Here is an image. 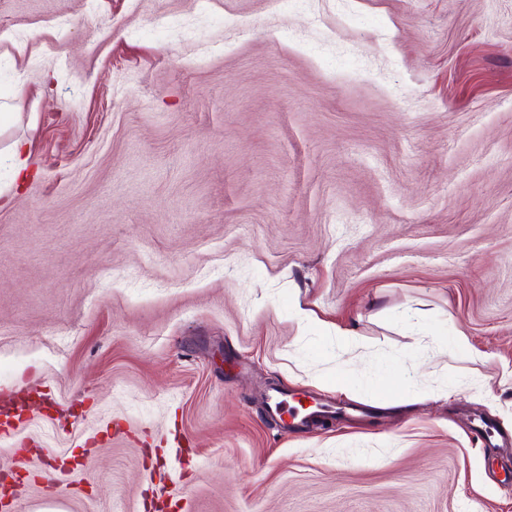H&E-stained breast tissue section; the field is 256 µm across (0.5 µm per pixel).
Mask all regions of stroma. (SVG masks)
Returning <instances> with one entry per match:
<instances>
[{
	"instance_id": "stroma-1",
	"label": "stroma",
	"mask_w": 512,
	"mask_h": 512,
	"mask_svg": "<svg viewBox=\"0 0 512 512\" xmlns=\"http://www.w3.org/2000/svg\"><path fill=\"white\" fill-rule=\"evenodd\" d=\"M0 29V390L44 397L0 512H512V448L471 431L512 436V0H0ZM269 408L271 412L282 421H284L283 415L287 413L291 419V424L297 426L307 423L317 412L316 410H312L311 406L308 408H304L301 404H299V406H287L285 400L279 399H274L273 402L269 404Z\"/></svg>"
}]
</instances>
